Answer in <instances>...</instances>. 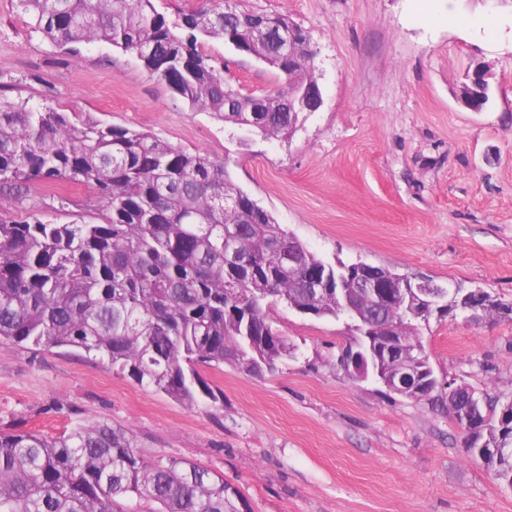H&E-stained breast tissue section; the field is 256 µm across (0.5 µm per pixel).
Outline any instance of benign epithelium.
I'll return each instance as SVG.
<instances>
[{
    "instance_id": "obj_1",
    "label": "benign epithelium",
    "mask_w": 512,
    "mask_h": 512,
    "mask_svg": "<svg viewBox=\"0 0 512 512\" xmlns=\"http://www.w3.org/2000/svg\"><path fill=\"white\" fill-rule=\"evenodd\" d=\"M320 92L310 86L308 99L293 100L297 109L316 111L320 106ZM361 284L387 305H398L404 311L413 308L424 316L442 310L475 318L495 312L507 314L512 307L481 288L471 289L458 297L459 289L437 283L422 275L386 277L373 266L358 263L347 272L336 267V305L344 312L352 310L349 303V286ZM345 366L362 375L373 373L390 391L408 398L419 399L436 387L430 355L416 337L406 336L397 327H387L375 346L359 348L345 358ZM485 397L475 389L448 382V411L466 434V447L474 458L486 462L489 458H512V447L502 439V428L512 419V400L499 403L496 437H491L487 417L481 415Z\"/></svg>"
}]
</instances>
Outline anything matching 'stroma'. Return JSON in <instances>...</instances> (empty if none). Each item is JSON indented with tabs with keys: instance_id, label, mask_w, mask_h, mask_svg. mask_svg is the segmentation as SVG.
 <instances>
[{
	"instance_id": "1",
	"label": "stroma",
	"mask_w": 512,
	"mask_h": 512,
	"mask_svg": "<svg viewBox=\"0 0 512 512\" xmlns=\"http://www.w3.org/2000/svg\"><path fill=\"white\" fill-rule=\"evenodd\" d=\"M308 31L322 105L290 139L240 144L130 55L82 44L71 55L0 0V97L151 131L226 160L235 183L323 260L482 288L512 302V0H237ZM247 93L281 87L276 70L203 39ZM488 65L493 104L457 100ZM21 218L88 222L96 195L68 183L20 190ZM274 326L298 347L271 374L200 367L218 401L188 405L63 349L0 343V430L57 436L72 424L129 429L148 461L184 459L224 478L251 512H512V488L464 447L446 380L512 397V319L420 324L439 380L412 400L354 379L345 320L284 306Z\"/></svg>"
}]
</instances>
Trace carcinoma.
Masks as SVG:
<instances>
[{
  "label": "carcinoma",
  "instance_id": "obj_1",
  "mask_svg": "<svg viewBox=\"0 0 512 512\" xmlns=\"http://www.w3.org/2000/svg\"><path fill=\"white\" fill-rule=\"evenodd\" d=\"M34 28L70 53L104 42L136 57L157 80L232 132L287 138L301 113L288 100L313 79L315 51L288 54L286 13L267 15L279 42L249 26L234 0H199L170 23L156 0H18ZM270 61L283 76L272 93L244 94L199 39ZM39 180L94 191L93 223L57 224L31 213L4 216L0 200V342L77 351L106 361L141 386L195 404L217 397L199 366L233 363L273 373L288 339L269 310L308 302L304 277L326 261L298 245V264L279 260L291 233L231 178L227 162L175 147L134 128L79 120L28 99L0 100V187ZM237 203H224V196ZM357 330L379 333L388 312L352 291ZM131 432L76 424L56 437L0 431V512H251L206 468L176 458L148 462Z\"/></svg>",
  "mask_w": 512,
  "mask_h": 512
}]
</instances>
